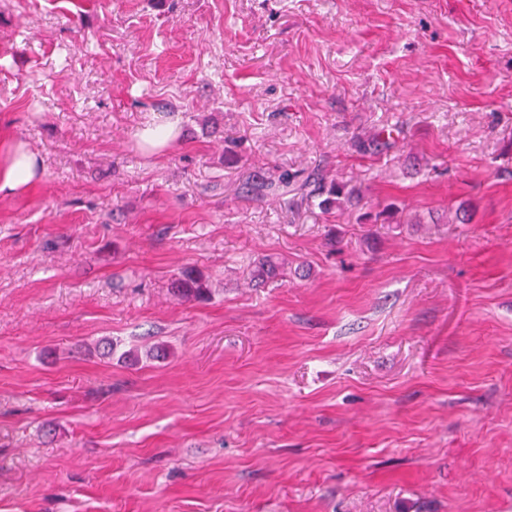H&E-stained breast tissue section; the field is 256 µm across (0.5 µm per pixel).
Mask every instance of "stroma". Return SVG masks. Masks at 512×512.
<instances>
[{"mask_svg":"<svg viewBox=\"0 0 512 512\" xmlns=\"http://www.w3.org/2000/svg\"><path fill=\"white\" fill-rule=\"evenodd\" d=\"M19 144L0 512H512V0H0ZM9 163L0 170V192H15L37 178L36 155L23 146L13 152ZM354 194V190L345 191L344 186L335 183H331L328 187L323 185L321 195L326 197L320 201L319 205L326 211L341 208L344 204L351 202ZM284 271V263L276 262L272 258H264L255 262L251 270V278L257 284L278 279ZM173 293L185 300H201L209 295L207 281L192 269H185L172 284Z\"/></svg>","mask_w":512,"mask_h":512,"instance_id":"stroma-1","label":"stroma"}]
</instances>
